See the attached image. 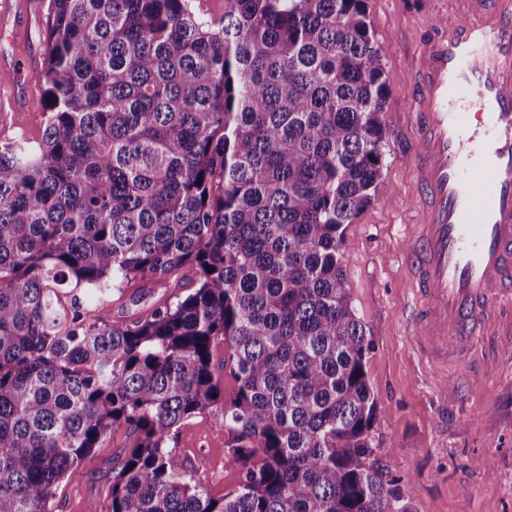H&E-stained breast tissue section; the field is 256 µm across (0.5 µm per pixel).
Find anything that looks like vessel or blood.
<instances>
[{
	"instance_id": "vessel-or-blood-1",
	"label": "vessel or blood",
	"mask_w": 512,
	"mask_h": 512,
	"mask_svg": "<svg viewBox=\"0 0 512 512\" xmlns=\"http://www.w3.org/2000/svg\"><path fill=\"white\" fill-rule=\"evenodd\" d=\"M448 3L417 53L409 255L421 344L443 352L471 344L493 303H512V0Z\"/></svg>"
}]
</instances>
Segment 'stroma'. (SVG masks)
<instances>
[{"instance_id": "stroma-1", "label": "stroma", "mask_w": 512, "mask_h": 512, "mask_svg": "<svg viewBox=\"0 0 512 512\" xmlns=\"http://www.w3.org/2000/svg\"><path fill=\"white\" fill-rule=\"evenodd\" d=\"M48 0H0V142L36 139L45 121L43 86ZM448 0H368L376 45L390 83L383 186L346 228L341 264L352 304L373 343L366 361L379 402L372 436L392 453L391 474L412 512H512V303L494 304L467 361L440 370L417 349L407 252L416 222L417 191L411 117L415 48L430 35ZM125 430L110 433L63 484L55 512H106V471L123 447ZM198 466L216 498L235 490L224 464V414L213 409L186 420L171 443Z\"/></svg>"}]
</instances>
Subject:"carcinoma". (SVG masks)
Here are the masks:
<instances>
[{"label": "carcinoma", "mask_w": 512, "mask_h": 512, "mask_svg": "<svg viewBox=\"0 0 512 512\" xmlns=\"http://www.w3.org/2000/svg\"><path fill=\"white\" fill-rule=\"evenodd\" d=\"M382 57L366 0H49L45 128L0 144V512H54L119 428L109 512H410L340 262ZM217 406L222 498L169 447Z\"/></svg>", "instance_id": "cac0c4a2"}]
</instances>
